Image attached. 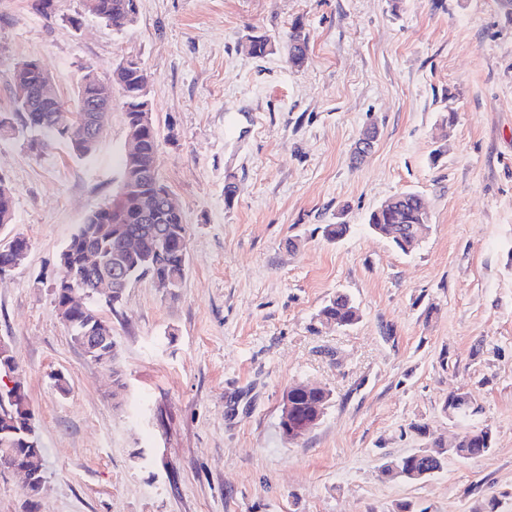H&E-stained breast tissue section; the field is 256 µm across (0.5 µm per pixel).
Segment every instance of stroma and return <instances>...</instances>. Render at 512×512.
<instances>
[{
	"label": "stroma",
	"mask_w": 512,
	"mask_h": 512,
	"mask_svg": "<svg viewBox=\"0 0 512 512\" xmlns=\"http://www.w3.org/2000/svg\"><path fill=\"white\" fill-rule=\"evenodd\" d=\"M33 3L0 0V111L22 60L69 99L79 65L106 80L138 58L188 239L180 288L141 278L110 317L127 383L114 394L54 285L79 224L120 188L122 101L87 159L0 140L9 232L29 242L0 279V340L43 449L36 512H512V17L495 0H139L118 33L82 0L49 18ZM298 20L303 67L245 50ZM409 190L430 230L405 254L368 217ZM336 223L349 231L327 242ZM339 293L360 308L352 327L319 317ZM294 383L332 393L296 441L279 428ZM457 392L468 419L444 409ZM473 426L492 430L488 453H446L418 483L386 473Z\"/></svg>",
	"instance_id": "1"
}]
</instances>
